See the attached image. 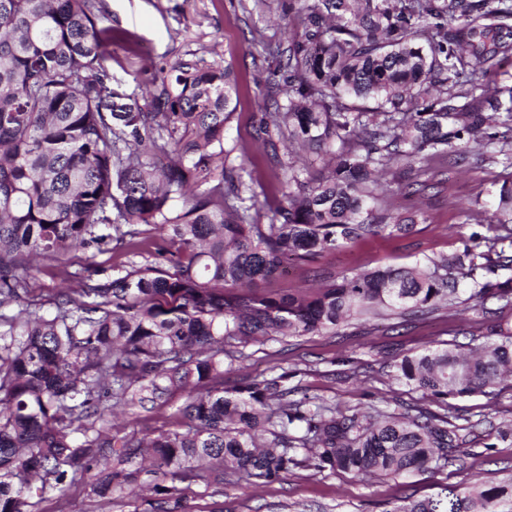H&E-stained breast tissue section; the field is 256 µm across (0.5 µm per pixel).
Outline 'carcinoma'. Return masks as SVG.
<instances>
[{
  "label": "carcinoma",
  "instance_id": "cac0c4a2",
  "mask_svg": "<svg viewBox=\"0 0 512 512\" xmlns=\"http://www.w3.org/2000/svg\"><path fill=\"white\" fill-rule=\"evenodd\" d=\"M300 25L263 53L279 79L256 134L281 170L261 212L254 182L224 149L236 110L230 68L200 58L161 68L141 96L112 88V26L97 0H0V512L50 499L67 512L85 484L100 507L146 487L154 512H191L179 484L238 474L265 484L298 467L399 476L454 464L475 424L457 401L512 379V183L492 213L470 203L456 253L374 267L296 293L262 291L283 262H310L368 235L411 232L419 212L381 184L396 167L512 146V94L489 76L512 57V0H282ZM285 147L284 157L278 145ZM320 152L316 173L299 166ZM148 229L139 230L137 226ZM147 255L112 275L28 298L33 259L74 245ZM98 276L92 280V276ZM23 305L16 315L5 308ZM483 345L451 341L395 355L389 377L420 393L398 413L296 398L284 372L224 387L249 346L352 320L403 326L461 309ZM188 392L177 429L112 431L116 411ZM386 512H512V469L447 485Z\"/></svg>",
  "mask_w": 512,
  "mask_h": 512
}]
</instances>
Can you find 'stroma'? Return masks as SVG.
Returning <instances> with one entry per match:
<instances>
[{
  "label": "stroma",
  "instance_id": "stroma-1",
  "mask_svg": "<svg viewBox=\"0 0 512 512\" xmlns=\"http://www.w3.org/2000/svg\"><path fill=\"white\" fill-rule=\"evenodd\" d=\"M112 25L111 74L113 85L139 93L141 85L159 69L192 56L231 66L237 85V107L229 123L226 144L234 164L243 165L259 184L268 203L281 198V185L270 152L256 138L255 102L268 90L269 67L261 51L264 44L287 41L296 22L283 13L278 0H102ZM512 168L474 155L463 162L437 160L420 181L427 190L418 203L401 200L402 208L417 205L425 216L406 235L371 236L319 257L314 266L291 265L288 273L267 282V289L288 293L305 287L313 269L342 275L355 268L410 266L428 256L453 254L476 225L457 207L458 201H479L491 209L500 185ZM128 257L76 248L63 260L43 259L28 280L30 296L44 300L64 285V271L102 265L120 271ZM473 311L455 320L444 317L416 321L401 332L387 322L373 321L336 335L304 336L290 345L268 343L236 363L225 374V386L258 374L283 372L295 377L309 395L346 406L363 407L382 398L400 400L404 407L420 404L418 393L390 379L372 378L392 352H411L443 340L469 342ZM184 394L171 396L165 406L119 416L118 426L129 432L170 430ZM512 466V447L489 448L484 438L465 447L464 455L441 470L414 471L398 477H356L348 473H320L297 468L281 480L259 486L235 477L223 485L184 483L183 494L194 512H389L406 496L436 494L443 484H470L490 480L499 469Z\"/></svg>",
  "mask_w": 512,
  "mask_h": 512
}]
</instances>
